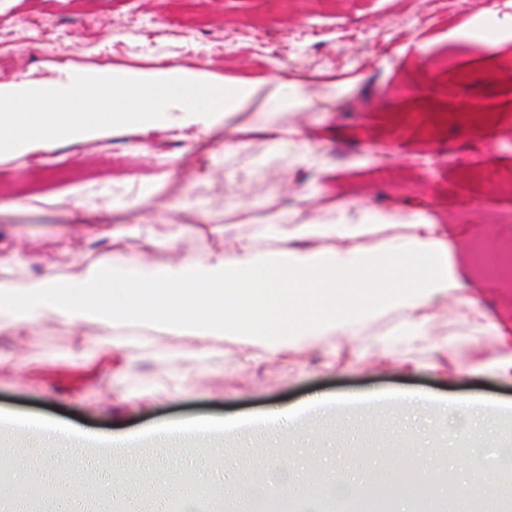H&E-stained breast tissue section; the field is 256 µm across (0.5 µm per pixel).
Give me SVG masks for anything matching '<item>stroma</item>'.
Segmentation results:
<instances>
[{
    "label": "stroma",
    "mask_w": 512,
    "mask_h": 512,
    "mask_svg": "<svg viewBox=\"0 0 512 512\" xmlns=\"http://www.w3.org/2000/svg\"><path fill=\"white\" fill-rule=\"evenodd\" d=\"M0 85L26 77L57 80L73 69L149 72L178 66L204 79L287 77L318 103L312 112L275 113L323 159L319 173L275 153L260 112H240L211 134L197 126L100 129L82 140L48 139L17 157H0V280L19 285L53 272L77 276L87 265L133 255L141 241L100 236L98 225L136 224L174 244L148 253L222 249L232 237L266 246V225L300 206L324 213L344 199L371 206L426 203L453 225L472 257L470 307L443 300L429 310V345L395 336V316L368 339L326 337L267 354L221 338L200 341L158 327L122 329L123 350L103 348L91 324L46 319L21 332L0 330V411L33 414L108 433L195 418H229L291 407L314 394L427 389L437 395H491L512 403V378L497 369V343L471 333L496 323L512 336V0L469 10L465 0H0ZM487 71L491 80L477 79ZM249 145L257 181L230 184L237 158L224 140ZM369 448H343L332 421H309L310 440L246 443L216 438L169 448L158 439L131 455L179 464L196 480L224 487L251 468L274 477L281 449L311 480L368 472L393 483V512H415L413 494L383 466L402 445L438 446L446 462L427 461L439 493L470 480L479 457L496 477L499 448L467 447L447 418L426 438L404 430L401 410L368 411Z\"/></svg>",
    "instance_id": "stroma-1"
}]
</instances>
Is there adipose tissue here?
<instances>
[{"label": "adipose tissue", "instance_id": "ef3b65f1", "mask_svg": "<svg viewBox=\"0 0 512 512\" xmlns=\"http://www.w3.org/2000/svg\"><path fill=\"white\" fill-rule=\"evenodd\" d=\"M171 69L143 77L120 71H69L65 82L23 80L0 87V154H22L46 127L68 139L96 129L193 124L209 131L217 116L252 108L277 110L291 98L287 80L227 79L206 83ZM70 108L57 113L60 86ZM269 247L239 239L223 250L183 256L157 266L141 256L87 267L62 284L48 274L22 288L0 283V330H19L51 316L65 326L92 323L102 344L121 347L113 331L134 321L206 340L221 336L257 342L272 354L323 336H360L375 318L392 312L394 333L423 344L430 301L468 304L464 261L452 236L422 206L372 207L339 202L329 218L291 209L265 229ZM376 242H369V235Z\"/></svg>", "mask_w": 512, "mask_h": 512}]
</instances>
